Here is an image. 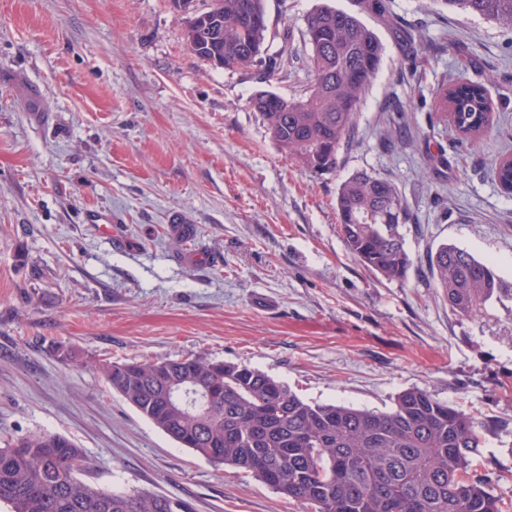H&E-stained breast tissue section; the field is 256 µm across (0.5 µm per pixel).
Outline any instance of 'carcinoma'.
Returning <instances> with one entry per match:
<instances>
[{
	"label": "carcinoma",
	"instance_id": "1",
	"mask_svg": "<svg viewBox=\"0 0 512 512\" xmlns=\"http://www.w3.org/2000/svg\"><path fill=\"white\" fill-rule=\"evenodd\" d=\"M512 32V0H433ZM376 14L424 64L429 48L391 14L386 0H356ZM310 81L292 98L261 91L250 99L280 148L312 171L336 167L337 153L355 128L358 112L381 66L384 45L349 12L323 5L306 20ZM281 51L269 53L275 39ZM190 52L225 69L265 67L267 77L288 73V33L270 32L265 0H208L196 22H186ZM276 98V105L265 103ZM431 111L451 121L464 141L491 135L494 118L479 84H437ZM498 182L512 190V159L495 164ZM345 244L367 268L388 280L405 277L409 257L399 231L407 223L395 184L356 171L336 192ZM434 287L454 314L481 317L512 300V286L470 252L443 243L428 256ZM109 388L183 448L217 466L253 474L273 492L311 512H502L488 481L469 473L471 458L495 434L482 421L411 388L385 411L310 403L286 385L247 365L188 357L129 359L100 367ZM180 387L207 402L204 415L168 401ZM83 449L51 432L0 448V504L7 512H192L180 499L158 493L112 492L82 478Z\"/></svg>",
	"mask_w": 512,
	"mask_h": 512
}]
</instances>
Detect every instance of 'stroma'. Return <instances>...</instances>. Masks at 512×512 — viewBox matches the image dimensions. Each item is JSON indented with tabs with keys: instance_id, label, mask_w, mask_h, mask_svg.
I'll return each instance as SVG.
<instances>
[{
	"instance_id": "1",
	"label": "stroma",
	"mask_w": 512,
	"mask_h": 512,
	"mask_svg": "<svg viewBox=\"0 0 512 512\" xmlns=\"http://www.w3.org/2000/svg\"><path fill=\"white\" fill-rule=\"evenodd\" d=\"M354 0H266L270 30L303 57L305 19ZM431 43L415 82L401 42L384 44L354 138L336 169L281 150L250 98L308 80L224 70L184 43L172 0H0V447L65 436L89 481L187 501L192 512H305L251 473L217 467L109 389L101 361L204 357L245 364L309 402L388 409L420 388L480 419L512 421V302L479 319L452 314L427 255L448 242L512 284V32L429 0H390ZM482 85L497 131L466 144L431 124L441 81ZM403 126L389 148L385 135ZM364 170L407 207L411 265L388 281L347 249L336 189ZM90 211L120 219L118 247ZM63 345L78 358L61 362ZM471 471L512 512V434L488 436Z\"/></svg>"
}]
</instances>
